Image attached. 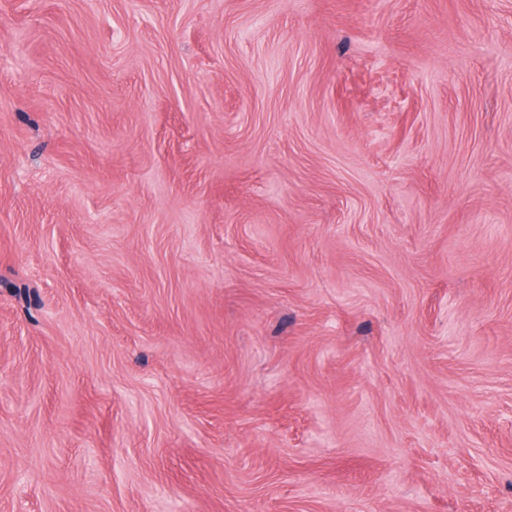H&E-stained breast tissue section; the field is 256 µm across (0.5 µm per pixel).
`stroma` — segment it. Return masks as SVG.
<instances>
[{"label":"stroma","mask_w":512,"mask_h":512,"mask_svg":"<svg viewBox=\"0 0 512 512\" xmlns=\"http://www.w3.org/2000/svg\"><path fill=\"white\" fill-rule=\"evenodd\" d=\"M0 512H512V0H0Z\"/></svg>","instance_id":"35a3bbf8"}]
</instances>
